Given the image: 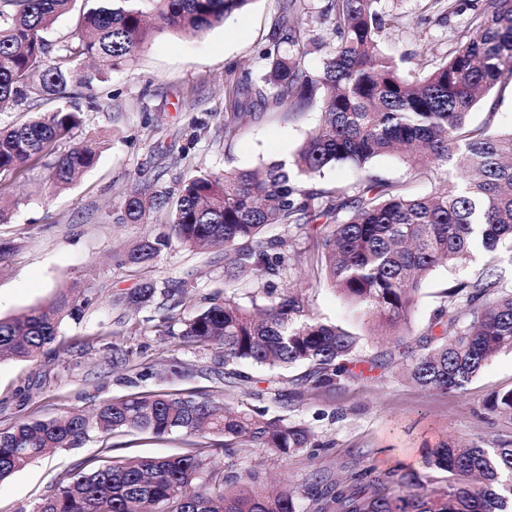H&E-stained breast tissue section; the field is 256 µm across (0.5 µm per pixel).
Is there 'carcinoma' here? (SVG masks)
<instances>
[{"instance_id": "cac0c4a2", "label": "carcinoma", "mask_w": 512, "mask_h": 512, "mask_svg": "<svg viewBox=\"0 0 512 512\" xmlns=\"http://www.w3.org/2000/svg\"><path fill=\"white\" fill-rule=\"evenodd\" d=\"M73 0H0V102L65 98L68 85H91L136 55L154 31L174 29L197 37L251 0H83L80 35L53 42L48 34L70 13ZM447 54L423 75H407L380 50L399 17L383 0H327L321 19L335 42L307 39L282 21L272 45L259 55L246 99H234L224 133L256 99L294 117L320 103L321 124L310 131L292 164L261 170L199 171L174 190L140 192L126 199L119 221L148 224L166 215L121 259L149 265L173 242L194 250L222 247L230 256L226 282L252 277L263 296L239 301L235 288L181 321L188 344L219 345L224 360L272 371L306 368L301 380L334 387L353 375L360 337L311 313L306 287L288 282V235L325 219L311 239L309 261L317 274L355 311L395 330L407 322L426 275L446 264L465 265L482 253L481 271L438 292L439 305L418 350L407 355V375L418 386L462 390L502 349H512V291L502 292L498 249L512 252V129L491 119L473 127L472 108L498 83H512V0H477ZM324 51L310 72L301 61L309 48ZM94 58L99 67L82 69ZM82 111L64 103L44 118L0 126V175L20 176L43 163L54 184L69 183L91 168L95 151L77 139ZM68 149L57 153L59 144ZM400 151L415 176L433 179L453 162L467 173L460 184L445 181L424 196H410L369 174L376 157ZM337 165L362 177L345 187L303 189L301 178H322ZM280 225L284 234L268 236ZM157 286L144 284L128 302L144 305ZM75 309L69 291L22 319L0 318V359H34L57 340L59 325ZM491 412L512 416V389L493 394ZM92 431L138 432L194 439V450L166 457H135L66 474L36 512H300L299 492L255 490L258 474H226L206 467L199 449L224 440L288 456L311 447L312 433L267 408H228L207 395L147 392L116 398L93 410L47 419H24L0 432V480L23 469L50 448L73 446ZM426 465L446 474L429 480L400 465L372 468L327 483L310 476L304 494L313 512H512V442L487 449L443 444ZM400 491L392 493L391 486Z\"/></svg>"}]
</instances>
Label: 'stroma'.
Returning a JSON list of instances; mask_svg holds the SVG:
<instances>
[{
    "label": "stroma",
    "mask_w": 512,
    "mask_h": 512,
    "mask_svg": "<svg viewBox=\"0 0 512 512\" xmlns=\"http://www.w3.org/2000/svg\"><path fill=\"white\" fill-rule=\"evenodd\" d=\"M474 0H458L445 14L430 0H387L401 23L389 31L384 51L403 70L430 69L443 57L455 31L465 24ZM326 0H251L247 8L200 37L164 30L130 62L92 86L72 83L67 92L85 107L82 140L98 151L93 168L65 187H54L49 168L28 167L21 177L0 176V204L12 218L0 224V318L10 319L48 304L57 289H70L79 307L64 317L56 344L31 361L0 360V431L23 419L51 418L146 391L203 392L232 406L260 405L308 427L315 447L283 457L249 446L210 447L203 454L224 472L257 471L263 490L286 482L304 488L313 472L342 482L369 466L402 463L425 471L426 449L444 442L492 448L512 441V416L486 410L494 392L512 388V351L497 353L460 391L418 387L406 376V360L391 336L368 317H356L299 253L305 234L289 239L288 277L307 284L310 310L361 338L353 377L330 389L247 367L235 378L218 345H190L179 336L181 317L224 297V251L173 246L149 267L119 266L117 254L140 241L147 224L116 220L135 188H173L197 169H255L293 153L320 120L319 105L297 118L254 103L232 135H225L229 110L227 78L241 79L258 67L282 21L327 37L320 12ZM492 119L512 128V84H496L488 101L475 106L472 124ZM369 172L399 183L409 194L431 191L412 179L394 154L376 158ZM445 269L424 284L405 332L416 343L425 331ZM192 287L179 302L164 296L180 282ZM146 283L159 292L146 308L127 307L126 293ZM378 368H371V361ZM179 434L154 438L139 433L90 434L77 446L57 448L0 483V512H35L78 465L96 466L132 456H170L188 451Z\"/></svg>",
    "instance_id": "1"
}]
</instances>
